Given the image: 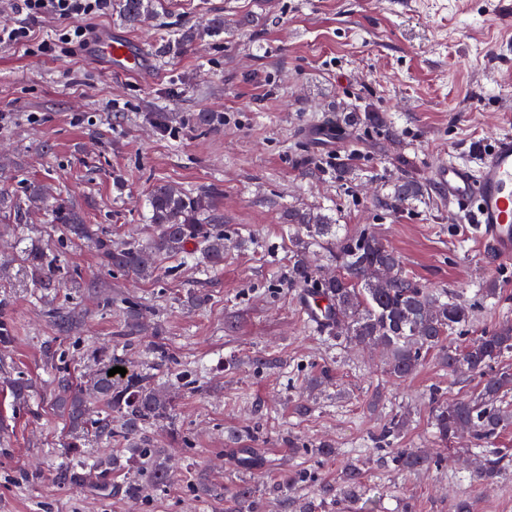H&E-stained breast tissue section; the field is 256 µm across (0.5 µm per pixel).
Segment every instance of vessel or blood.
Returning <instances> with one entry per match:
<instances>
[{"instance_id":"vessel-or-blood-1","label":"vessel or blood","mask_w":512,"mask_h":512,"mask_svg":"<svg viewBox=\"0 0 512 512\" xmlns=\"http://www.w3.org/2000/svg\"><path fill=\"white\" fill-rule=\"evenodd\" d=\"M86 52L111 72L134 74L144 66L128 38L105 34L95 38ZM433 179L449 202L477 227L482 242L498 259L511 261L512 135L497 136L477 166L442 164L435 168Z\"/></svg>"}]
</instances>
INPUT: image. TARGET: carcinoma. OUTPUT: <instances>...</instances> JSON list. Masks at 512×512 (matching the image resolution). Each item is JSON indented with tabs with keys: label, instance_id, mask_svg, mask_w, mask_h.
<instances>
[{
	"label": "carcinoma",
	"instance_id": "1",
	"mask_svg": "<svg viewBox=\"0 0 512 512\" xmlns=\"http://www.w3.org/2000/svg\"><path fill=\"white\" fill-rule=\"evenodd\" d=\"M112 10L127 24L135 26L157 14L155 0H112ZM224 32V15H211L207 26L198 30L185 26L157 48V54L175 59L202 35L216 37ZM423 193L414 177L403 175L394 184L396 202L409 203ZM148 222L154 235L145 243L125 242L112 245V240L98 239L99 250L112 268L149 278L163 258H188L200 250L212 267L224 264V211L207 190L191 192L172 183L161 182L152 187L148 197ZM51 222L72 237H91L94 231L84 222L80 212L63 200L50 205ZM284 223L306 233L297 242L290 267L288 287L314 299L316 317L311 320L319 332L330 338L365 346H380L385 352L386 373L404 378L413 374L425 358L433 353L451 372L464 371L479 378L480 391L475 397L460 398L449 404L440 395H430L431 429L434 442L443 448L456 433L469 429L473 440L471 451L482 458L478 479L494 482L502 470L512 464L507 454L496 448L497 438L509 423L512 413L504 407L512 393V368L498 367L512 355V323L503 322L477 336L468 335L476 303L466 302L441 289L433 291L410 275L402 257L384 245L373 233L362 231L351 237H338L334 224L320 210L290 207L283 215ZM314 244L331 246L336 274H321L307 261L306 253ZM35 283L48 290L59 286L53 260L42 252L31 254ZM143 326L136 308L124 319L122 332L136 336ZM95 391L107 403L105 415L88 422L87 400L70 378L57 380L56 404L68 419L71 429L89 427L100 439L126 448L125 461L114 457H98L86 464L78 451V442L69 448L71 460L59 469V478L82 486L87 470L96 472L98 491L110 490V476L124 468L133 477L123 484L126 497L136 499L146 484L164 488L171 475L159 462L161 449L152 447L149 429L171 417L172 404L167 394L156 387L151 377L127 370L110 376L99 374ZM401 427L392 417L377 437V442L391 448L394 464L407 471L428 468L438 460L416 453L410 448L392 447L391 438ZM239 465L253 470L261 461L250 448L236 449ZM254 494L252 485L244 482L233 490L227 512L247 502Z\"/></svg>",
	"mask_w": 512,
	"mask_h": 512
}]
</instances>
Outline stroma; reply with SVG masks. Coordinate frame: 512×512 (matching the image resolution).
<instances>
[{"label":"stroma","mask_w":512,"mask_h":512,"mask_svg":"<svg viewBox=\"0 0 512 512\" xmlns=\"http://www.w3.org/2000/svg\"><path fill=\"white\" fill-rule=\"evenodd\" d=\"M217 10L229 20L221 36L171 62L156 55L165 33ZM247 14L252 23L237 26ZM91 25L136 40L144 71L108 72L81 49L50 59L0 46V192L21 201L28 185H43L118 242L148 239L154 184L212 188L228 246L220 267L200 254L168 258L142 280L104 263L94 242L67 240L48 210L21 225L0 210V321L12 336L0 345V512H224L243 481L255 487L250 512H344L347 501L353 512L370 502L376 512H457L462 500L470 512H512V468L477 485L469 434L445 448L431 437V391L451 401L475 392L477 379L432 356L398 379L378 349L314 332L288 288L298 234L281 222L289 206L318 207L338 235L376 234L430 288L468 301L498 289L477 301L472 334L512 322V262L486 256L432 180L437 165H475L479 150L512 134V0H164L145 25L108 10ZM157 112L167 128L151 123ZM198 112L220 121L195 125ZM340 112H381L387 127L320 134ZM403 158L424 193L395 205ZM340 161L350 165L342 180ZM35 249L55 256L59 287H35ZM195 293L202 306H189ZM126 301L147 325L129 341L117 334ZM57 309L77 315L71 331L54 326ZM260 357L278 363L260 367ZM115 360L173 400L150 436L174 473L141 502L57 478L69 444L57 370L87 387ZM326 368L330 381L316 384ZM22 379L32 387L19 400ZM396 415L405 421L396 447L440 457L438 466L400 471L375 444ZM247 428L254 438L233 440ZM321 444L333 455H319ZM238 446L255 448L262 467L241 470ZM353 468L360 482L350 489ZM300 470L310 481L280 492Z\"/></svg>","instance_id":"obj_1"}]
</instances>
